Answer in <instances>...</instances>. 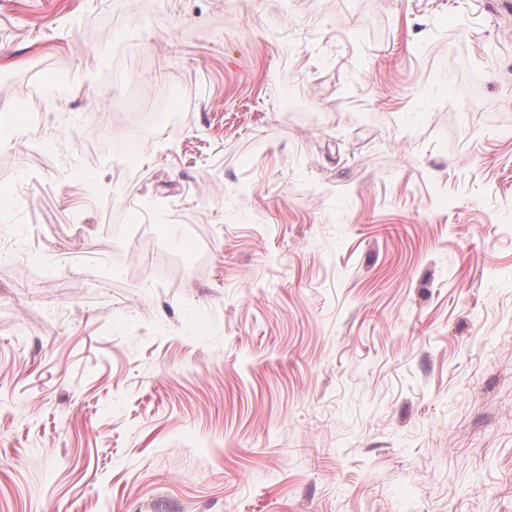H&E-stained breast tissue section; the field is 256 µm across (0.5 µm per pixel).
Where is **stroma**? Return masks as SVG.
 Returning a JSON list of instances; mask_svg holds the SVG:
<instances>
[{"instance_id": "1", "label": "stroma", "mask_w": 512, "mask_h": 512, "mask_svg": "<svg viewBox=\"0 0 512 512\" xmlns=\"http://www.w3.org/2000/svg\"><path fill=\"white\" fill-rule=\"evenodd\" d=\"M142 2L0 0V512H512V11Z\"/></svg>"}]
</instances>
